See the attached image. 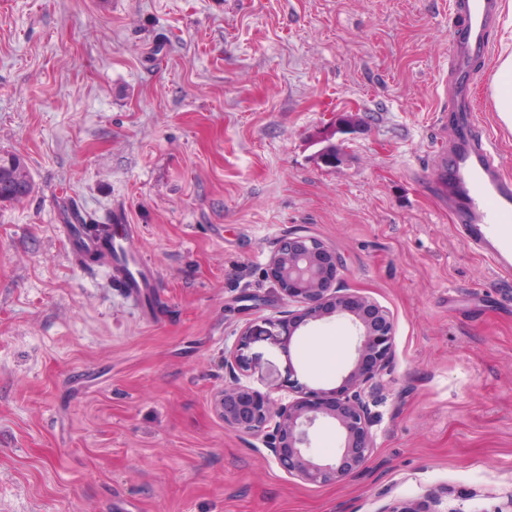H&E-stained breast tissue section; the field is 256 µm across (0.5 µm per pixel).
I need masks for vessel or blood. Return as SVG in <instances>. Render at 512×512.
<instances>
[{
  "instance_id": "1",
  "label": "vessel or blood",
  "mask_w": 512,
  "mask_h": 512,
  "mask_svg": "<svg viewBox=\"0 0 512 512\" xmlns=\"http://www.w3.org/2000/svg\"><path fill=\"white\" fill-rule=\"evenodd\" d=\"M497 13V0H449L451 36L448 78L442 84L447 102L442 122L458 114L469 119L435 157L432 186L453 216L463 242L486 258L495 273L512 278V178L490 137L472 120L474 64L489 50L488 33ZM92 219L74 202H63L58 231L72 255L98 260L113 287L133 297L152 295L157 272L134 247L137 228L132 224L104 226L103 233L88 230Z\"/></svg>"
}]
</instances>
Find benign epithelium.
<instances>
[{"mask_svg":"<svg viewBox=\"0 0 512 512\" xmlns=\"http://www.w3.org/2000/svg\"><path fill=\"white\" fill-rule=\"evenodd\" d=\"M340 255L310 235H290L280 241L268 263V275L281 294L302 306L284 314L278 326L291 345L298 328L327 316L352 317L357 331L355 357L328 406L310 402L314 390L288 385L293 397L286 403L262 398L242 384L246 365L230 350L224 370L230 383L217 396L224 424L243 433L264 434L265 447L287 473L312 484H337L364 470L375 448L367 390L387 372L392 356L393 322L377 303L350 293L337 282ZM328 418L341 433L336 455L320 459L311 451V431Z\"/></svg>","mask_w":512,"mask_h":512,"instance_id":"benign-epithelium-1","label":"benign epithelium"}]
</instances>
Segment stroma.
Segmentation results:
<instances>
[{
	"label": "stroma",
	"mask_w": 512,
	"mask_h": 512,
	"mask_svg": "<svg viewBox=\"0 0 512 512\" xmlns=\"http://www.w3.org/2000/svg\"><path fill=\"white\" fill-rule=\"evenodd\" d=\"M501 36L473 101L512 176L490 97ZM447 67L448 0H0V153L32 185L0 203V512L506 507L512 280L428 185ZM59 193L137 225L160 274L150 318L62 244ZM300 230L393 320L372 460L330 486L215 408L233 348L274 399L289 372L331 390L349 367V320L289 347L275 324L288 303L265 269ZM330 336L340 353L310 359Z\"/></svg>",
	"instance_id": "obj_1"
}]
</instances>
